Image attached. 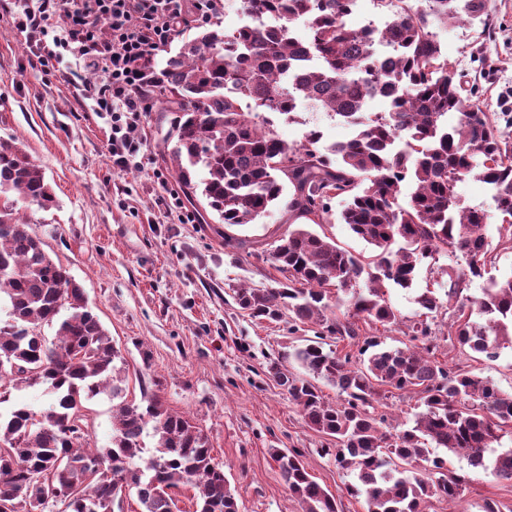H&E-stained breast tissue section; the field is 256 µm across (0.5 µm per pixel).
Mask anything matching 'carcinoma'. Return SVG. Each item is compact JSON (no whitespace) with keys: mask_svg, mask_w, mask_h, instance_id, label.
<instances>
[{"mask_svg":"<svg viewBox=\"0 0 512 512\" xmlns=\"http://www.w3.org/2000/svg\"><path fill=\"white\" fill-rule=\"evenodd\" d=\"M352 2L240 0L242 12L275 22L194 34L146 95L155 96L161 111L177 113L170 160L189 197L201 195L229 226L254 224L283 201L291 217L307 220L260 252L283 276L276 286L230 290L254 320L288 315L322 327V335L303 340L288 357L335 387L344 402H329L319 386L276 364L269 374L312 431L336 440V462L355 476L348 494L364 499L365 512H426L433 497L456 501L465 482L433 455L435 448L512 484V445L503 444L506 437L512 442V393L436 360L424 317L443 303L430 289L416 297L422 313L410 321L402 347L362 334L354 319L385 331L399 324L387 288L412 287L418 270L443 255L465 262L440 268L450 302L495 264L487 213L456 192L467 178L488 185L505 217L498 247L512 249V116L485 112L463 97L432 31L454 20L485 23L487 0H373L388 11L382 29L352 25ZM375 96L389 101L388 111H364ZM301 102L354 127L352 137L322 149V133L313 128L300 143L286 144L270 115L291 117ZM11 192L41 210L55 205L26 151L0 139V197ZM335 198L344 203L341 223L374 246V256L342 249L309 228L331 223ZM334 291L347 298L336 297V308L345 311L330 317ZM0 295L10 317L0 326V405L22 386L44 385L52 395L40 412L0 410V502L12 504V512H45L54 499L33 483L41 475L84 493L64 512H121L131 492L142 512H173L172 493L182 487L193 490L196 512H239L201 429L154 396L127 402L116 372L119 349L83 288L12 202L0 204ZM465 300L468 308H460L449 336L463 351L495 357L512 343V275ZM326 335L357 347L358 360L331 348ZM389 388L413 391L420 411L404 427L385 431L376 404ZM100 394L116 401L105 453L90 446L88 430L71 428ZM148 427L154 452L139 466ZM272 458L302 512H341L298 451L275 448ZM97 463L120 468L125 483L91 477Z\"/></svg>","mask_w":512,"mask_h":512,"instance_id":"obj_1","label":"carcinoma"}]
</instances>
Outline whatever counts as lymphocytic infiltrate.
Masks as SVG:
<instances>
[{"label":"lymphocytic infiltrate","mask_w":512,"mask_h":512,"mask_svg":"<svg viewBox=\"0 0 512 512\" xmlns=\"http://www.w3.org/2000/svg\"><path fill=\"white\" fill-rule=\"evenodd\" d=\"M216 9V0H38L34 8L0 0V14L24 33L40 67L53 69L66 55L78 61L61 77L106 120L112 165L120 170L142 153L140 122L149 106L141 90L154 78L159 52ZM90 72L99 81H88Z\"/></svg>","instance_id":"lymphocytic-infiltrate-1"}]
</instances>
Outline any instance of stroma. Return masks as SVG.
<instances>
[{"label": "stroma", "instance_id": "35a3bbf8", "mask_svg": "<svg viewBox=\"0 0 512 512\" xmlns=\"http://www.w3.org/2000/svg\"><path fill=\"white\" fill-rule=\"evenodd\" d=\"M489 28L456 22L439 29L444 56L465 81L466 95L487 112L512 113V0H488ZM288 144L312 127L323 144L344 141L352 127L322 112L299 108L296 120L274 119ZM170 122L158 110L142 123L146 159L154 171L112 168L109 127L90 101L29 57L23 35L0 19V139L23 147L52 187L56 205L30 207L24 216L50 255L66 266L121 354L127 398L158 397L164 408L188 417L208 437L213 456L241 504V512H301L283 483L272 449L299 450L310 473L342 503L364 512L348 495L352 475L330 449L334 440L306 425L287 392L270 377L271 362L316 327L283 318L256 322L232 298L235 285L270 287L278 272L246 250L228 252L225 235L269 246L287 232L289 215L276 206L257 223L226 226L205 201H186L195 223H181L168 208L180 184L166 164ZM465 203L490 212V245L498 249L488 276L473 279L481 295L491 279L512 273V251L497 246L501 218L488 187L467 179L457 185ZM449 469L464 476L455 504L433 499L430 512H483L493 501L512 512V485L448 455Z\"/></svg>", "mask_w": 512, "mask_h": 512}]
</instances>
